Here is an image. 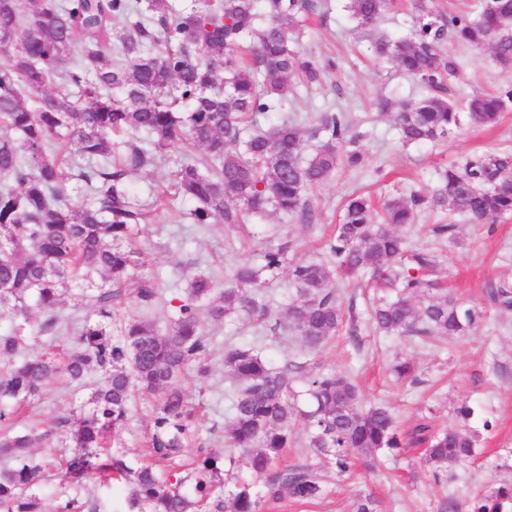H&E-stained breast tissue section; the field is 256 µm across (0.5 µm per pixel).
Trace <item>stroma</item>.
<instances>
[{
    "label": "stroma",
    "instance_id": "35a3bbf8",
    "mask_svg": "<svg viewBox=\"0 0 512 512\" xmlns=\"http://www.w3.org/2000/svg\"><path fill=\"white\" fill-rule=\"evenodd\" d=\"M345 4L346 0H323L319 13L304 23L300 50L325 66L322 85L311 89L295 86L280 110L267 114L264 124L272 126L293 114L314 117L344 110L354 132L362 136L365 166L339 171L314 192L312 203L318 220L311 229L274 214L236 229L221 224L200 226L186 219L136 230L132 242L149 252L148 272L162 284L164 301L150 312L158 322H165L172 313L170 299L184 296L193 273L204 271L216 283H223L237 265L260 264L268 243L290 239L296 245L295 258L321 257L324 229L337 224L342 205L351 195L368 193L384 198L410 190L429 194L449 165L472 154L512 150V106L495 126L465 125L444 142L401 146L390 106L422 98L427 89L376 59L373 34L357 26ZM446 50L459 65L456 77L447 84L449 97L461 101L477 91L512 85V68L502 67L489 50L457 42L447 43ZM447 220L446 214L424 209L401 233L410 247L434 249L442 261L444 286L483 313V321L470 335L432 343L373 332L367 318L377 296L364 288L362 280L346 277L337 280L335 287L343 311L353 312L358 320L360 344L340 336L329 347L304 354L293 337L276 339L243 318L208 325L216 350H223L228 340L253 344L278 367L296 358L313 373L335 370L348 374L365 402L389 406L404 431L424 417L441 427L455 425V410L463 404L474 411L469 426L477 436V454L449 467L447 484L435 486L424 467L421 449L411 448L396 456L384 455L373 467L357 460L349 477L327 472L328 495L324 500L314 505L285 500L274 512H350L361 494L373 495L380 512H435V502L442 495L462 503L474 494L512 484V311L497 309L484 293L487 281L512 282V215L492 225L459 220V241L455 244L436 239L430 231L431 225ZM81 283L80 276H71L70 291L61 309L60 335L52 342L44 337L29 339L26 354H58L73 345L90 315ZM398 357L413 359L419 365L421 385L395 380L390 367ZM99 380V374H91L79 387L64 377L51 379L39 398L24 409L19 424H37L47 431L52 444H60L63 435L56 427L57 417L87 403ZM182 385L202 415L193 444L223 449L231 381L222 364L213 361L212 374L205 380L187 373ZM152 415L151 405H138L114 442V453L124 456L130 467L141 463L138 449ZM487 420L492 423L488 430L483 427ZM69 494L81 504H96V512H126L128 487L124 484L108 487L90 479L70 489Z\"/></svg>",
    "mask_w": 512,
    "mask_h": 512
}]
</instances>
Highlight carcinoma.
<instances>
[{
  "mask_svg": "<svg viewBox=\"0 0 512 512\" xmlns=\"http://www.w3.org/2000/svg\"><path fill=\"white\" fill-rule=\"evenodd\" d=\"M431 0H413L410 35L377 38L375 50L394 69L432 89V94L396 105L394 120L405 145L445 141L467 121L494 126L512 102V85L448 97L445 81L456 76L443 50L453 39L492 50L512 65V0H478L476 17L442 14ZM392 0H349L359 26L375 25ZM315 0H0V422L16 418L45 383L63 372L81 382L92 371L101 383L89 407L57 419L63 443V483L85 477L121 480L130 487L129 512H262L285 499L314 503L326 495L323 470L342 476L352 453L374 456L424 446L422 460L434 483L448 480V466L476 455L467 428L470 407L457 410L461 423L437 429L421 419L408 432L384 405L365 406L345 374L311 373L290 361L274 368L255 347H224V372L235 383L224 428L229 447L258 484L240 483L227 496L221 488L224 455L199 448L194 496L182 492L159 467L181 456L193 431L195 408L180 384L190 369L211 372L209 322L243 316L281 327L264 288L283 265L294 286L287 330L300 351L325 346L348 328L359 342L357 321L345 317L334 282L370 273V286L392 294L374 307V331L403 337L445 339L474 331L482 313L451 294L436 293L437 256L411 249L397 228L422 208L449 211L486 223L512 214V154L466 159L441 175L430 195L411 192L380 206L358 195L347 200L325 242L328 258L288 261L291 240L268 244L258 266L242 265L215 287L213 277L191 278L187 297L161 325L148 316L157 299L145 273L146 251L129 244L132 231L156 224L161 208L139 202L132 177L157 165L163 151L186 146L168 174L171 197L193 201L195 224L246 223L272 210L315 226L310 192L342 167H362L364 152L346 112H327L307 127L284 121L265 131L258 120L288 93L293 81H320L323 68L296 49L301 16ZM128 19L119 32L116 18ZM65 57L76 65L59 70ZM65 90L46 91L53 78ZM118 90L121 98L109 95ZM314 141L313 151L305 144ZM77 180L84 198H68ZM85 271L84 292L93 308L63 359L20 357L29 331V297L43 315L37 333L56 336L67 277ZM101 280L95 281L91 274ZM489 301L512 310V283L487 285ZM131 302L139 317L122 318ZM397 378L423 383L415 361L399 358ZM306 385L298 403L291 381ZM138 401L153 403L151 430L142 444L143 464L102 455L110 434L124 426ZM307 428L320 462L283 464L296 424ZM48 444L35 427L0 435V512H42L34 489L48 460L33 449ZM466 512H512V487H499L466 504Z\"/></svg>",
  "mask_w": 512,
  "mask_h": 512,
  "instance_id": "1",
  "label": "carcinoma"
}]
</instances>
